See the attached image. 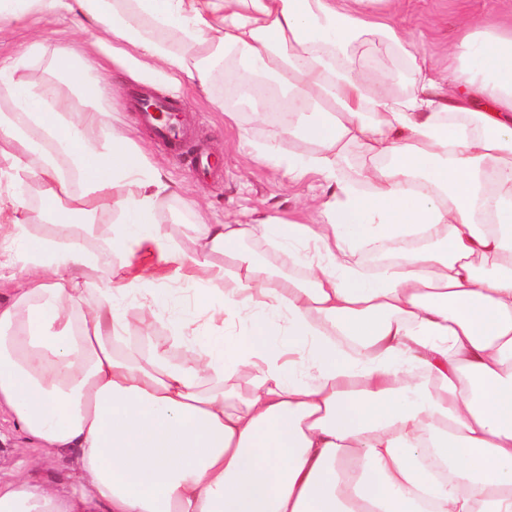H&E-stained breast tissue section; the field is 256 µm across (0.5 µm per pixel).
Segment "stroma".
<instances>
[{
	"label": "stroma",
	"mask_w": 512,
	"mask_h": 512,
	"mask_svg": "<svg viewBox=\"0 0 512 512\" xmlns=\"http://www.w3.org/2000/svg\"><path fill=\"white\" fill-rule=\"evenodd\" d=\"M510 11L512 0H402L394 20L409 33L416 47L444 71L448 68V50L467 20L488 15L501 19ZM36 32L41 35L45 51L31 62L25 78L70 98L69 89L54 69L53 58L62 47L87 40V33L71 17H34L28 25L15 27L0 38V58L20 53ZM100 63L112 87L108 105L113 124L125 129L174 188L173 194L159 199L156 217L183 245L191 243L195 212L199 209L205 210L212 222L220 224L233 220L247 222L261 215L287 222L307 221L306 206L312 196L321 193L320 181L290 182L272 168L253 161L247 153L245 139L272 137L278 138L283 152H306V144L295 136L282 134L279 122L271 115L258 119L244 110L238 112L236 119H229L224 113L225 82L221 79L215 81L209 94L203 95L185 81L178 85L147 82L117 59L104 57ZM145 90L180 106L190 129L187 153L159 141L150 128L140 123L135 99ZM202 152L220 161L217 172L207 178L193 173L192 159ZM28 458L40 461L36 478L55 481L58 488H69L80 480L74 453L42 457L40 450L1 413L0 480L11 479Z\"/></svg>",
	"instance_id": "35a3bbf8"
}]
</instances>
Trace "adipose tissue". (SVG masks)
Returning a JSON list of instances; mask_svg holds the SVG:
<instances>
[{"label": "adipose tissue", "mask_w": 512, "mask_h": 512, "mask_svg": "<svg viewBox=\"0 0 512 512\" xmlns=\"http://www.w3.org/2000/svg\"><path fill=\"white\" fill-rule=\"evenodd\" d=\"M399 4L0 0V33L71 15L144 79L174 69L204 90L220 62L238 98L264 86L310 150L271 140L253 157L325 183L312 223L202 221L182 247L155 219L170 185L142 148L117 128L92 140L106 106L91 61L55 59L86 106L77 124L18 78L23 58L0 63V272L21 277L0 304V412L81 471L68 491L27 470L0 482V512H512V23L465 24L443 81ZM374 41L407 80L356 62ZM27 181L43 213L65 200L80 223L31 228ZM90 237L121 258L106 280ZM257 246L303 277L276 276ZM168 280L220 298L238 340L174 315L171 336L126 353L141 327L116 299L161 303ZM242 365L244 397L229 386Z\"/></svg>", "instance_id": "ef3b65f1"}]
</instances>
